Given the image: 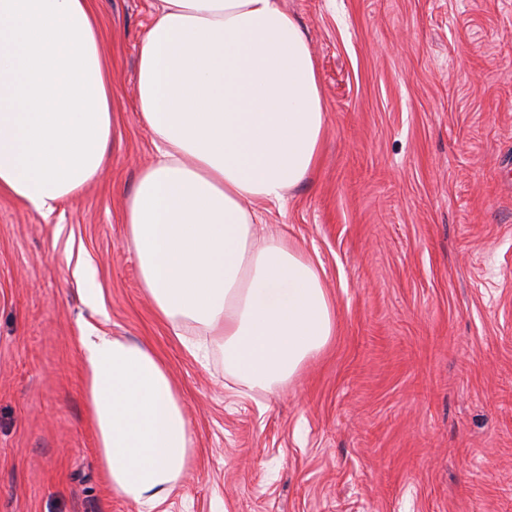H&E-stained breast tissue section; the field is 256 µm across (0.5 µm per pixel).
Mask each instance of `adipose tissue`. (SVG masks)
<instances>
[{
    "instance_id": "ef3b65f1",
    "label": "adipose tissue",
    "mask_w": 512,
    "mask_h": 512,
    "mask_svg": "<svg viewBox=\"0 0 512 512\" xmlns=\"http://www.w3.org/2000/svg\"><path fill=\"white\" fill-rule=\"evenodd\" d=\"M136 85L157 152L124 214L142 288L161 319L209 333L249 389H286L336 332L316 266L253 222L319 161L306 38L279 0H157ZM111 139L91 0H0V194L52 211L97 178ZM80 342L109 487L155 512L193 451L181 400L147 346L91 325Z\"/></svg>"
}]
</instances>
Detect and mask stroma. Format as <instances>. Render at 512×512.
Wrapping results in <instances>:
<instances>
[{"instance_id":"obj_1","label":"stroma","mask_w":512,"mask_h":512,"mask_svg":"<svg viewBox=\"0 0 512 512\" xmlns=\"http://www.w3.org/2000/svg\"><path fill=\"white\" fill-rule=\"evenodd\" d=\"M280 3L326 130L308 179L255 223L319 268L335 336L266 393L157 316L124 222L156 154L135 110L154 0H93L106 165L49 213L0 195V512H141L101 468L88 324L151 348L181 397L194 452L162 512H512V0Z\"/></svg>"}]
</instances>
